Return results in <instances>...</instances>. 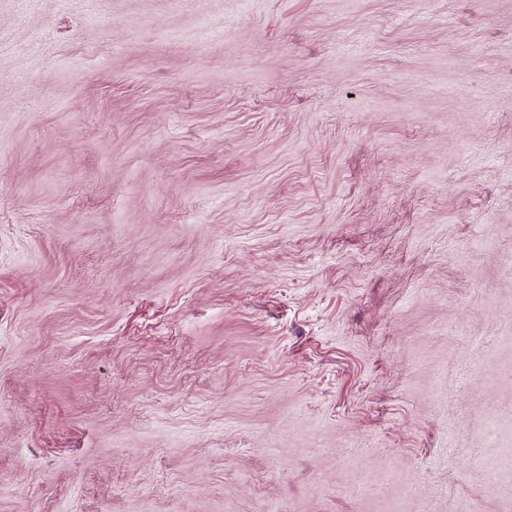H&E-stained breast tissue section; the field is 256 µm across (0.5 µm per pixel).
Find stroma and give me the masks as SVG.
I'll use <instances>...</instances> for the list:
<instances>
[{"instance_id":"1","label":"stroma","mask_w":512,"mask_h":512,"mask_svg":"<svg viewBox=\"0 0 512 512\" xmlns=\"http://www.w3.org/2000/svg\"><path fill=\"white\" fill-rule=\"evenodd\" d=\"M512 0H0V512H512Z\"/></svg>"}]
</instances>
